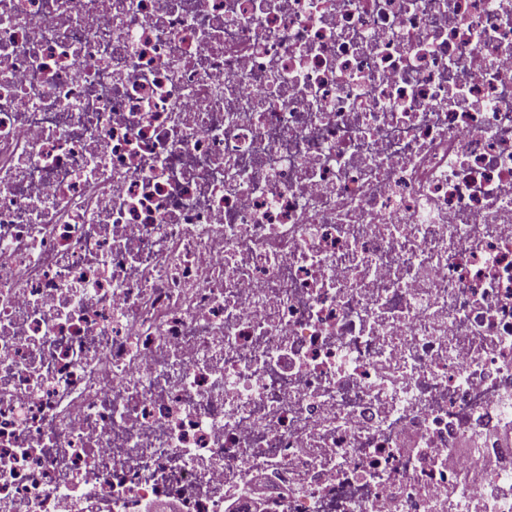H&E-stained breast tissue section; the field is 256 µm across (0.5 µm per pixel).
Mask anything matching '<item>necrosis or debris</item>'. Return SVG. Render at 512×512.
I'll list each match as a JSON object with an SVG mask.
<instances>
[{"label":"necrosis or debris","instance_id":"4bbe7bcc","mask_svg":"<svg viewBox=\"0 0 512 512\" xmlns=\"http://www.w3.org/2000/svg\"><path fill=\"white\" fill-rule=\"evenodd\" d=\"M509 422L512 0H0V512H512Z\"/></svg>","mask_w":512,"mask_h":512}]
</instances>
